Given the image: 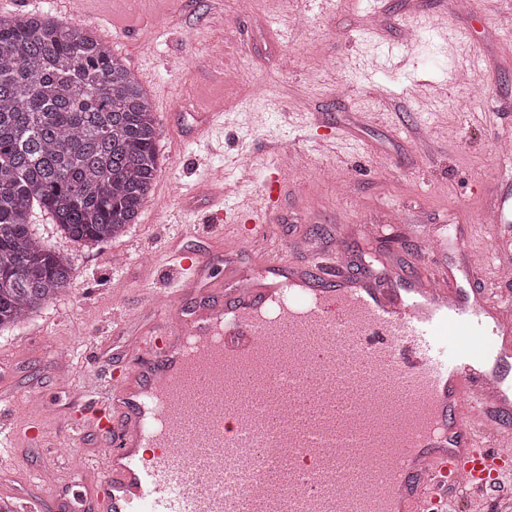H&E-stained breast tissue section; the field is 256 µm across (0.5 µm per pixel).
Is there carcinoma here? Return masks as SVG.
I'll return each instance as SVG.
<instances>
[{
	"mask_svg": "<svg viewBox=\"0 0 512 512\" xmlns=\"http://www.w3.org/2000/svg\"><path fill=\"white\" fill-rule=\"evenodd\" d=\"M157 141L148 94L108 43L52 17L0 14V330L71 285L31 209L76 242L124 236L152 192Z\"/></svg>",
	"mask_w": 512,
	"mask_h": 512,
	"instance_id": "carcinoma-1",
	"label": "carcinoma"
}]
</instances>
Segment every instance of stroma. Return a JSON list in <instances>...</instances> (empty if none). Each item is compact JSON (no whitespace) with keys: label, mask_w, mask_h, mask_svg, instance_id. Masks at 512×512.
<instances>
[{"label":"stroma","mask_w":512,"mask_h":512,"mask_svg":"<svg viewBox=\"0 0 512 512\" xmlns=\"http://www.w3.org/2000/svg\"><path fill=\"white\" fill-rule=\"evenodd\" d=\"M89 15L57 14L65 25L120 14L135 34L112 33L115 53L134 74L151 69L160 92V163L154 190L138 224L125 236L80 245L33 210V232L47 248L67 253L73 266L68 292L22 325L0 331V388L16 397L44 396L48 409L18 412V425L40 423L58 440V421L72 393L87 379L86 356L119 363L126 344L151 328L145 296L164 288L147 277L138 253L189 247L217 256L232 238L206 230L211 209L191 188L224 170L225 213L257 201L275 158L274 140H298L300 156L285 162V194L275 234L318 239L344 232L351 255L372 252L402 267L416 266L413 226L459 227L448 271L472 258L492 269L493 254L512 252V223H481L495 173L497 144L512 141V0H481L466 14L453 0H336L327 12L302 0H92ZM433 19L425 41L401 49L413 18ZM473 44L478 64L460 80L443 62ZM249 58L248 80L232 74ZM507 100L491 112L485 96ZM226 102L223 123L193 138L207 101ZM255 160L242 180L241 154ZM120 289L122 306L106 298ZM120 324H113V316ZM70 360L68 387L53 378V355ZM48 449L0 450V487L50 463Z\"/></svg>","instance_id":"stroma-1"}]
</instances>
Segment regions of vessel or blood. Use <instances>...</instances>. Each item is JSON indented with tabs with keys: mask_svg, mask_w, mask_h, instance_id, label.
Returning a JSON list of instances; mask_svg holds the SVG:
<instances>
[{
	"mask_svg": "<svg viewBox=\"0 0 512 512\" xmlns=\"http://www.w3.org/2000/svg\"><path fill=\"white\" fill-rule=\"evenodd\" d=\"M489 207L512 222V170ZM283 180L265 181L242 210L237 244L262 249L248 270L169 255L156 322L120 367L96 364L64 428L103 445L54 481L49 496H16L17 512H455L456 498L499 491L512 473V300L497 299L512 261L466 273L472 291L421 270L363 259L351 271L344 235L280 242ZM480 336L473 351L448 336ZM20 402L0 397V444L16 445ZM446 436V452L414 466L415 444Z\"/></svg>",
	"mask_w": 512,
	"mask_h": 512,
	"instance_id": "1",
	"label": "vessel or blood"
}]
</instances>
